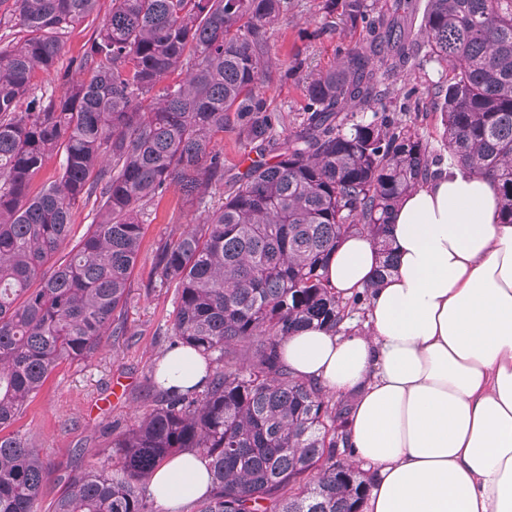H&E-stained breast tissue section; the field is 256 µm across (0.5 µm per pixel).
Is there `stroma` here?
I'll return each instance as SVG.
<instances>
[{"mask_svg":"<svg viewBox=\"0 0 512 512\" xmlns=\"http://www.w3.org/2000/svg\"><path fill=\"white\" fill-rule=\"evenodd\" d=\"M359 40L345 25L330 0H288V10L266 27L265 50L280 65L302 59L289 77L272 74L265 89L275 122L273 138L283 140L306 116L305 85L311 77L336 65L342 51ZM448 74L423 56L412 58L405 77L387 82L382 104L389 117L428 142L438 168L448 165L449 153L440 137V113L430 90ZM218 147L224 153V185L232 187L253 161L257 145L228 126ZM218 199L186 204L169 189L147 204L139 219L144 227L140 251L131 276L125 335L106 340L86 361L57 368L29 402L14 428L24 434L49 463L40 512H52L70 476L99 465L112 438L129 427L147 403L151 370L170 342L178 300L174 288L161 285L154 270L158 247L187 224L205 217Z\"/></svg>","mask_w":512,"mask_h":512,"instance_id":"35a3bbf8","label":"stroma"}]
</instances>
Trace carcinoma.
I'll return each instance as SVG.
<instances>
[{
    "label": "carcinoma",
    "instance_id": "obj_1",
    "mask_svg": "<svg viewBox=\"0 0 512 512\" xmlns=\"http://www.w3.org/2000/svg\"><path fill=\"white\" fill-rule=\"evenodd\" d=\"M97 2L0 0V21L20 34L0 50V512H38L48 469L7 428L56 368L125 333L140 211L172 186L198 201L224 186L215 137L230 113L250 142L272 139L263 27L287 0H112L101 20ZM401 7L341 0L366 42L307 84V117L272 160L158 248L156 274L178 295L174 342L215 368L201 391L152 396L53 512H151L152 474L184 451L211 460L199 512H358L370 478L336 461L346 405L296 377L279 347L303 327L340 331L368 293L337 296L322 273L329 254L371 237L383 260L369 288L379 287L393 268L389 214L431 177L427 142L374 110L407 63ZM82 23L93 28L86 49L58 65L62 35ZM420 34L424 57L448 69L431 90L441 141L498 184L512 224V0H427ZM40 72L55 74L59 95L29 96ZM175 72L179 83L162 85ZM54 153L61 173L31 192ZM88 205L98 222L62 253Z\"/></svg>",
    "mask_w": 512,
    "mask_h": 512
}]
</instances>
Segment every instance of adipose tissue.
<instances>
[{
	"instance_id": "adipose-tissue-1",
	"label": "adipose tissue",
	"mask_w": 512,
	"mask_h": 512,
	"mask_svg": "<svg viewBox=\"0 0 512 512\" xmlns=\"http://www.w3.org/2000/svg\"><path fill=\"white\" fill-rule=\"evenodd\" d=\"M388 234L396 267L366 303L364 328L307 327L282 341L297 377L348 399L346 446L374 472L362 512H512V224L491 179L449 163L405 195ZM366 235L345 238L326 278L350 299L376 275ZM187 347L158 363L165 387L203 388ZM207 461L183 452L149 489L164 512L207 494Z\"/></svg>"
}]
</instances>
